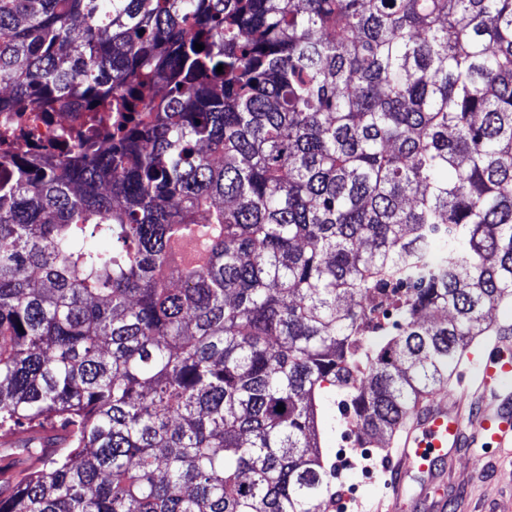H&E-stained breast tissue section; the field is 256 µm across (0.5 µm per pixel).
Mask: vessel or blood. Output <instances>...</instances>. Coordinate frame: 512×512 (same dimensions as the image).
Segmentation results:
<instances>
[{
    "mask_svg": "<svg viewBox=\"0 0 512 512\" xmlns=\"http://www.w3.org/2000/svg\"><path fill=\"white\" fill-rule=\"evenodd\" d=\"M478 440L512 447V338L507 336L479 354L471 380L452 395L417 401L383 459L394 479L377 507L363 512H446L452 461ZM34 466L23 456L0 458V489L10 490Z\"/></svg>",
    "mask_w": 512,
    "mask_h": 512,
    "instance_id": "b4317fda",
    "label": "vessel or blood"
}]
</instances>
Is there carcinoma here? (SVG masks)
Here are the masks:
<instances>
[{"label":"carcinoma","mask_w":512,"mask_h":512,"mask_svg":"<svg viewBox=\"0 0 512 512\" xmlns=\"http://www.w3.org/2000/svg\"><path fill=\"white\" fill-rule=\"evenodd\" d=\"M34 105L0 435L62 437L0 512H322L325 402L394 434L512 305V0H0ZM77 112H41L34 106L25 112V124L13 149L18 154L32 152L37 146L53 144L62 129L77 122Z\"/></svg>","instance_id":"1"}]
</instances>
